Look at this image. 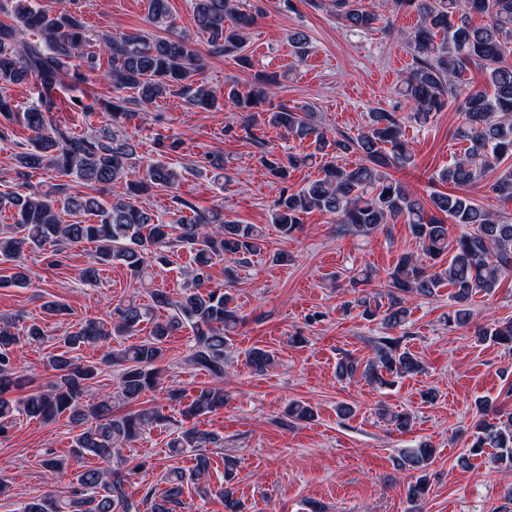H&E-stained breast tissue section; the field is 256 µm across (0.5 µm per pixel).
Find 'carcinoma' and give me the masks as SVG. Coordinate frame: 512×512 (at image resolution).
I'll list each match as a JSON object with an SVG mask.
<instances>
[{
  "instance_id": "obj_1",
  "label": "carcinoma",
  "mask_w": 512,
  "mask_h": 512,
  "mask_svg": "<svg viewBox=\"0 0 512 512\" xmlns=\"http://www.w3.org/2000/svg\"><path fill=\"white\" fill-rule=\"evenodd\" d=\"M245 0H194V20L214 53H235L247 63L243 54L247 30L253 15ZM395 9H411L419 21L405 34L416 63L400 89L409 112L376 108L369 113L367 128L354 134L328 136L315 121V112L301 108L289 110L272 104L280 83L267 76L247 89L235 82L224 85V101L245 113L248 125L262 123L295 139H309L315 144L311 153L278 152L271 147L262 152L260 162L270 175L283 184L274 204L273 223L289 236L303 226L304 215L318 211L332 217L340 234L353 232L369 236L386 224L402 219L410 226L419 244L418 254L399 257L388 282L390 303L385 311L372 306L371 297L362 295L351 304L362 309L368 320L380 318L399 336H380L374 340L376 359L361 364L345 357L337 364L341 377L356 375L384 385V375L399 377L420 369L407 351H399L400 342L409 335L406 329L412 295L430 296L446 283L454 289L455 309L448 323H470L471 300L478 294L489 295L501 276L512 271V221L504 220L478 206L470 188L490 174L488 190L504 201H512V0H392ZM336 19L343 26L364 31L373 28L378 14L365 0H334ZM0 11L9 15L10 23H0V118L23 120L34 136L15 154L17 174L26 177L35 171H52L71 177L90 187L112 186L109 200L94 195H70L60 189L57 194H0V206L14 210L15 223L0 227V260L10 262L11 281L24 284L28 268L27 252L44 251L49 266H60L69 250L82 244L94 247V262L82 270L86 284L98 281L99 267L120 265L136 280L150 276L155 263H171V258L185 249L193 257L191 287L174 299L166 291H150L152 305L130 302L118 307L109 319L88 320L59 337L62 351L48 359L54 371L46 388L28 390L15 398L13 393L26 387V377L15 367L13 349L20 341L41 345L46 339L43 328L31 323L18 328L0 319V435L12 427L16 417L51 422L67 413L83 425L75 440L72 455L95 456L104 465L85 468L74 474L67 495L40 498L24 504L20 512H136L126 492L131 472L112 470V455L125 442L152 425H161L171 417L164 406L138 407L141 397L159 384L157 363L165 356L167 339L188 327L193 333L190 353L185 362L208 372L214 385L197 390L187 403L177 389H167L168 400L181 404L179 414L190 421L224 408V366L228 362L231 335L241 318L232 306L229 289L210 285V269L230 257L240 265L266 249V235L256 224H240L226 219L217 211H193L190 217H178L161 224L145 199L160 188L172 194L176 212L191 208L180 198L181 175L161 161L146 160L139 155L138 144L126 131L127 121L135 116L129 105L146 109L168 95L180 94L201 109L217 107L216 94L198 76L204 68L202 57L175 33L169 0H150L148 22L163 26L167 36L141 34L112 36L105 42L107 69L103 77L112 84V99L99 104L84 100L73 103L81 112H104V122L84 135L57 127L53 112L57 105L52 91L65 81L78 84L85 79L80 61L88 41L78 16L65 7L49 12L33 0H0ZM481 16L473 25L470 16ZM38 37L25 40V34ZM471 64L479 66L493 93L467 91L460 82ZM34 79L42 93L26 112L12 108V87ZM133 96L127 97L126 91ZM462 99L464 123L456 136L469 143L464 155L457 158L439 179L458 189L455 194L435 193L423 202L407 185L393 178L392 169H405L414 163L412 149L404 139L403 125L410 121L426 125L433 115ZM354 154L358 161L339 165L336 158ZM318 164L320 176L293 191L286 183L290 170ZM92 214L96 221L86 224L76 216ZM74 217L72 221L63 216ZM463 224L469 231L448 241V223ZM448 263H443L445 256ZM165 309V319L154 317L152 310ZM151 325L143 340L121 349L112 348L116 337L140 330L142 323ZM478 335L495 344L512 348V322L478 327ZM104 349L95 361H82L74 352L85 346ZM275 361V355L261 348L250 350L245 362L255 373L263 372ZM121 367L115 392L90 403L85 393L95 384L102 367ZM130 408L123 413L116 405ZM469 457L497 449L493 462L512 467V414L483 408ZM218 445L216 436L192 425L180 428L169 442L175 456L193 453L195 467L184 473L166 472L167 484L159 498L152 501V512H176L182 505L186 480L199 481L209 474V457L203 452ZM434 449L427 443L406 449L398 459L400 468L418 473L407 490L409 501L416 504L429 492L426 469ZM235 473L224 468L225 512H237L232 491Z\"/></svg>"
}]
</instances>
